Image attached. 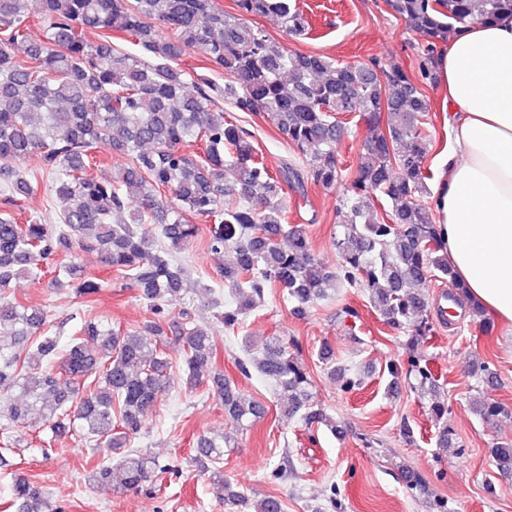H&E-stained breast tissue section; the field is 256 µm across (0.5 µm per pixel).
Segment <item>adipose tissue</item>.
<instances>
[{
	"mask_svg": "<svg viewBox=\"0 0 512 512\" xmlns=\"http://www.w3.org/2000/svg\"><path fill=\"white\" fill-rule=\"evenodd\" d=\"M452 148L434 205L468 294L512 325V23L462 27L438 59Z\"/></svg>",
	"mask_w": 512,
	"mask_h": 512,
	"instance_id": "adipose-tissue-1",
	"label": "adipose tissue"
}]
</instances>
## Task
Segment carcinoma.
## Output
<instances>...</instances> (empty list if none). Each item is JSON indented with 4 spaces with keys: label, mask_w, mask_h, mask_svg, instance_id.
Segmentation results:
<instances>
[{
    "label": "carcinoma",
    "mask_w": 512,
    "mask_h": 512,
    "mask_svg": "<svg viewBox=\"0 0 512 512\" xmlns=\"http://www.w3.org/2000/svg\"><path fill=\"white\" fill-rule=\"evenodd\" d=\"M238 14L215 11L211 0H0V390L15 389L9 420L23 427L71 431L103 449L89 473L95 483L141 492L154 473V458L132 448L146 415L170 385L172 362L157 346L173 338L182 352L186 386L205 384L224 399V412L242 431L263 408L243 398L224 377L207 326L184 310L188 279L173 253L199 233L196 221L215 225L210 251L225 257L217 275L233 296L218 318L227 329L241 323L279 288L296 315L343 287L368 290L382 322L406 337L412 388L434 393L437 379L414 343L435 332L424 285L448 282L451 298L469 301L485 332L493 324L469 299L448 261L442 225L427 193L431 151L423 125L430 104L423 85L436 79L438 47L471 22L512 20V0H388L424 40L418 75L396 63L351 66L328 56L294 52L247 24L248 16H273L284 32L301 35L309 21L292 0H236ZM42 27L39 42L30 27ZM120 32L140 53L112 43ZM98 40L91 41L88 34ZM24 47V55L14 48ZM200 50L224 82L179 67L182 46ZM193 90H187V85ZM255 112L307 158L306 179L336 187L342 169L336 143L340 116L355 114L377 130L356 157L340 207L331 268L311 251L304 229L288 223L282 181L303 187L298 172H275L261 159L252 134L227 120ZM123 160L108 179L88 177L98 144ZM29 161L52 176L61 224L50 227L25 215L22 202L36 190L22 167ZM234 195V202L225 200ZM92 251L123 274L152 317L135 330L84 318L65 345L45 332L47 311L8 296L11 284L53 275L52 286L88 298L100 288L86 275L75 250ZM238 362L279 392V410L308 425L338 431L312 402V380L294 343L271 336ZM471 373L486 384L498 374L491 362L472 358ZM483 418L512 417V410L478 395ZM430 413L437 442L451 447L448 403L434 397ZM233 434L196 439L192 462L207 471L224 458ZM498 470L512 472V440L491 449ZM216 498L232 509L248 498L213 473ZM9 507L15 512H62L43 486L19 477ZM253 512H284L282 500L264 495Z\"/></svg>",
    "instance_id": "carcinoma-1"
}]
</instances>
